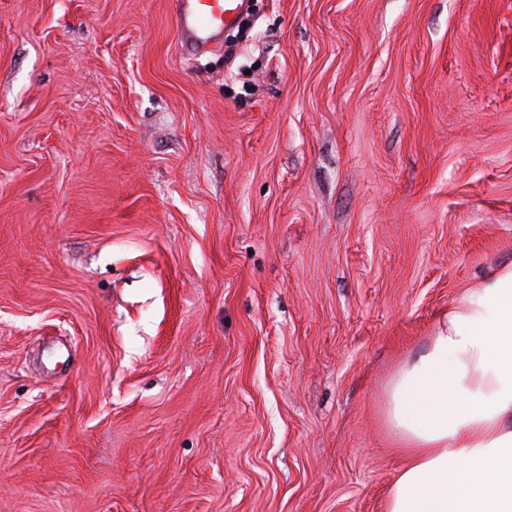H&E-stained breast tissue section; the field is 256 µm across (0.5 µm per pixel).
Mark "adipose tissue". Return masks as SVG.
Segmentation results:
<instances>
[{
	"label": "adipose tissue",
	"instance_id": "obj_1",
	"mask_svg": "<svg viewBox=\"0 0 512 512\" xmlns=\"http://www.w3.org/2000/svg\"><path fill=\"white\" fill-rule=\"evenodd\" d=\"M385 512H512V262L452 301L387 389Z\"/></svg>",
	"mask_w": 512,
	"mask_h": 512
}]
</instances>
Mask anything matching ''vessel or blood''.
I'll list each match as a JSON object with an SVG mask.
<instances>
[{
    "label": "vessel or blood",
    "mask_w": 512,
    "mask_h": 512,
    "mask_svg": "<svg viewBox=\"0 0 512 512\" xmlns=\"http://www.w3.org/2000/svg\"><path fill=\"white\" fill-rule=\"evenodd\" d=\"M246 5L247 0H178L172 21L182 44L194 51L222 34Z\"/></svg>",
    "instance_id": "b4317fda"
}]
</instances>
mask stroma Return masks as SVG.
<instances>
[{"mask_svg": "<svg viewBox=\"0 0 512 512\" xmlns=\"http://www.w3.org/2000/svg\"><path fill=\"white\" fill-rule=\"evenodd\" d=\"M0 0V512H385L386 386L512 260V0ZM246 0H180L172 14L178 38L188 51H196L224 32L244 11Z\"/></svg>", "mask_w": 512, "mask_h": 512, "instance_id": "1", "label": "stroma"}]
</instances>
